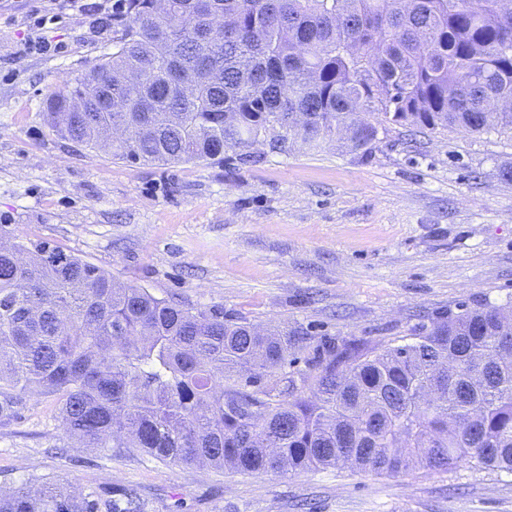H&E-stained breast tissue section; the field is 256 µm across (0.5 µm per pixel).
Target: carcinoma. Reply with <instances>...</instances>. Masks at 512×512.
I'll return each mask as SVG.
<instances>
[{
    "label": "carcinoma",
    "instance_id": "obj_1",
    "mask_svg": "<svg viewBox=\"0 0 512 512\" xmlns=\"http://www.w3.org/2000/svg\"><path fill=\"white\" fill-rule=\"evenodd\" d=\"M122 29L84 76L46 101L51 124L93 147L119 127L122 160H216L260 139L379 128H512V0H124ZM142 67V80H123ZM112 95L122 109L73 112ZM369 112L374 121L354 122ZM512 318L464 308L376 352L299 327L123 286L59 247H0V421L30 393L56 395L87 448L161 462L294 475L351 467L394 475L462 460L512 473ZM313 348L288 374L292 350ZM0 512H146L132 487L71 493L31 475Z\"/></svg>",
    "mask_w": 512,
    "mask_h": 512
}]
</instances>
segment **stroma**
Here are the masks:
<instances>
[{
	"label": "stroma",
	"instance_id": "1",
	"mask_svg": "<svg viewBox=\"0 0 512 512\" xmlns=\"http://www.w3.org/2000/svg\"><path fill=\"white\" fill-rule=\"evenodd\" d=\"M0 0V226L115 281L263 328L377 349L460 312L512 309V130L389 126L368 151L330 143L160 165L61 137L44 101L112 48L120 24ZM53 49L33 51L35 36ZM37 474L135 487L147 512H512V474L458 462L398 475L240 474L113 455L69 437L56 398L0 425V486Z\"/></svg>",
	"mask_w": 512,
	"mask_h": 512
}]
</instances>
